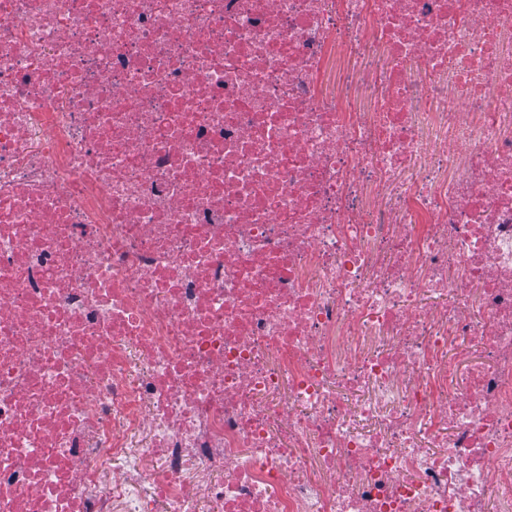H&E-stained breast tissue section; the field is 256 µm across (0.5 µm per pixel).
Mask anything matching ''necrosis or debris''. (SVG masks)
Returning <instances> with one entry per match:
<instances>
[{
	"label": "necrosis or debris",
	"mask_w": 512,
	"mask_h": 512,
	"mask_svg": "<svg viewBox=\"0 0 512 512\" xmlns=\"http://www.w3.org/2000/svg\"><path fill=\"white\" fill-rule=\"evenodd\" d=\"M512 512V0H0V512Z\"/></svg>",
	"instance_id": "1"
}]
</instances>
